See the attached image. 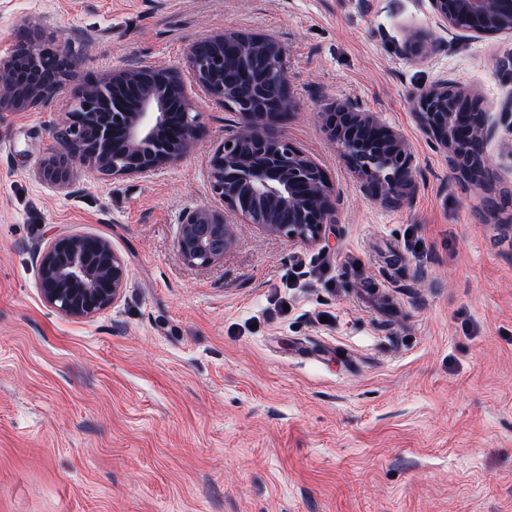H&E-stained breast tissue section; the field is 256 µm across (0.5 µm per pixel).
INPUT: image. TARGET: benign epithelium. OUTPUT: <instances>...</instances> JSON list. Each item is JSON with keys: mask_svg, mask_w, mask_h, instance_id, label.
Returning a JSON list of instances; mask_svg holds the SVG:
<instances>
[{"mask_svg": "<svg viewBox=\"0 0 512 512\" xmlns=\"http://www.w3.org/2000/svg\"><path fill=\"white\" fill-rule=\"evenodd\" d=\"M440 22L464 33L512 32V0H429ZM204 42L221 48L238 46L234 63L247 73L256 68L252 45H262L270 73L283 85V97H266L262 81L251 80L246 91L226 88L214 74L224 56L201 63L186 58L193 85L246 119L244 129L224 138L210 160L212 194L223 203L217 210L202 206L188 211L179 226L175 249L193 267L206 268L223 258L232 243V225L224 210L251 220V203L261 202L268 215L258 225L267 235L290 242L316 243L336 223V189L322 168L272 126L291 107L288 53L272 37L226 32ZM76 62L56 38L45 39L22 29L11 53L0 57V112L26 111L65 87ZM416 116L439 148L448 153L460 177L484 187L492 170L488 149L469 151L477 136L488 144L490 130L471 98L446 81L414 97ZM326 124L340 155L363 182L367 193L400 201L413 186L414 157L402 138L372 112L354 104L327 109ZM198 135L185 80L180 71L143 67L113 70L70 88L69 106L54 136L63 153L44 161V179L61 183L75 164L101 178L141 177L174 164ZM286 210L287 224L275 218ZM39 285L49 306L74 319L91 318L121 296L127 269L122 257L100 237L60 236L39 253Z\"/></svg>", "mask_w": 512, "mask_h": 512, "instance_id": "7a95c632", "label": "benign epithelium"}]
</instances>
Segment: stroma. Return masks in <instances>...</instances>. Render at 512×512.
<instances>
[{
	"label": "stroma",
	"instance_id": "stroma-1",
	"mask_svg": "<svg viewBox=\"0 0 512 512\" xmlns=\"http://www.w3.org/2000/svg\"><path fill=\"white\" fill-rule=\"evenodd\" d=\"M26 23L59 36L75 84L184 67L230 30L276 38L292 94L276 129L340 200L314 244L228 216L223 258L192 267L179 224L212 203L238 113L199 98L196 141L161 173L56 185L38 169L68 90L0 112V512H512V33L440 26L428 0H0V57ZM442 79L494 128L489 189L414 114ZM348 101L413 152L408 202L367 197L330 141L322 114ZM61 234L127 266L92 318L41 296L36 257Z\"/></svg>",
	"mask_w": 512,
	"mask_h": 512
}]
</instances>
